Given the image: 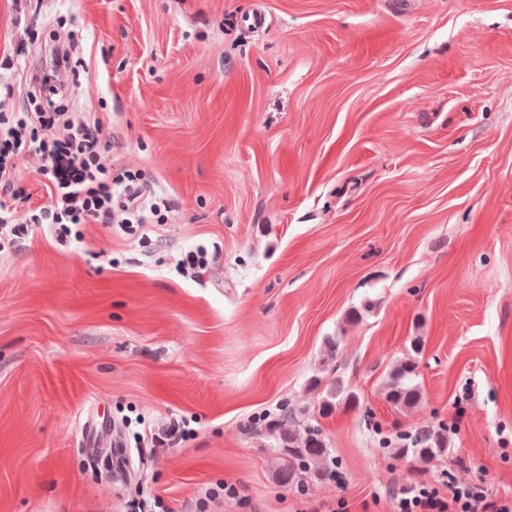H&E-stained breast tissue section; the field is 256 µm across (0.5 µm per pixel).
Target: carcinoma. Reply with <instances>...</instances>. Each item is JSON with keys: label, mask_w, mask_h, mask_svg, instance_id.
<instances>
[{"label": "carcinoma", "mask_w": 512, "mask_h": 512, "mask_svg": "<svg viewBox=\"0 0 512 512\" xmlns=\"http://www.w3.org/2000/svg\"><path fill=\"white\" fill-rule=\"evenodd\" d=\"M422 351V339L414 337L406 357L391 372L385 383L387 401L396 408L408 409L416 406L421 400L419 386L415 383L418 369V356ZM357 403L355 393L347 390L342 382L335 380L327 387V394L319 407L321 414H328L340 402ZM304 410L283 408L279 418L265 425V434L269 437L271 452L278 461V476L285 484H292L301 473L315 477L327 474L325 461L328 448L320 430L310 424ZM448 453V434L446 429L427 427L415 432L405 440L393 455L407 457L409 455L421 459L432 460Z\"/></svg>", "instance_id": "1"}]
</instances>
